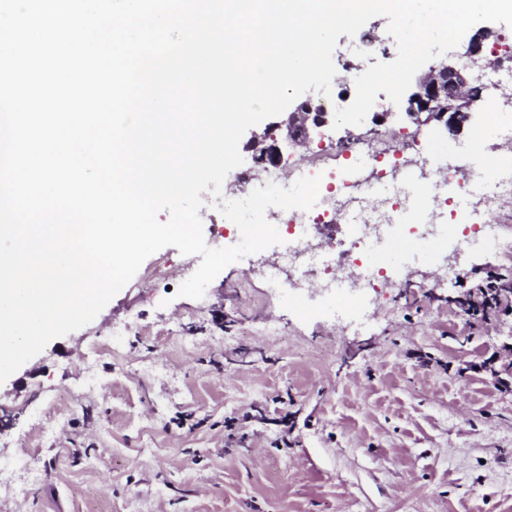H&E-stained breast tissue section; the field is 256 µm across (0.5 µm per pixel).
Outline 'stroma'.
I'll return each instance as SVG.
<instances>
[{
    "label": "stroma",
    "instance_id": "35a3bbf8",
    "mask_svg": "<svg viewBox=\"0 0 512 512\" xmlns=\"http://www.w3.org/2000/svg\"><path fill=\"white\" fill-rule=\"evenodd\" d=\"M484 121L355 132L403 128L451 160ZM281 251L195 300L177 290L200 256L165 247L1 383L0 512H512V386L481 367L512 362V312L461 306L489 277L512 285L495 236L400 225L360 255L387 285L356 294L270 281Z\"/></svg>",
    "mask_w": 512,
    "mask_h": 512
}]
</instances>
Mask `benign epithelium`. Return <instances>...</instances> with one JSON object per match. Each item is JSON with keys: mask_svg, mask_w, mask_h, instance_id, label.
<instances>
[{"mask_svg": "<svg viewBox=\"0 0 512 512\" xmlns=\"http://www.w3.org/2000/svg\"><path fill=\"white\" fill-rule=\"evenodd\" d=\"M489 34L486 29L477 31L463 53L429 67L411 94L400 103L406 120L417 126L435 122L452 133L460 130L475 109L478 92L474 88V75L487 66L485 41ZM332 122L331 113L313 108L310 101L297 103L276 128L254 137L250 144L254 165L264 169L280 162L282 150L275 130L282 131L288 145L297 148L308 145L313 132Z\"/></svg>", "mask_w": 512, "mask_h": 512, "instance_id": "benign-epithelium-1", "label": "benign epithelium"}]
</instances>
